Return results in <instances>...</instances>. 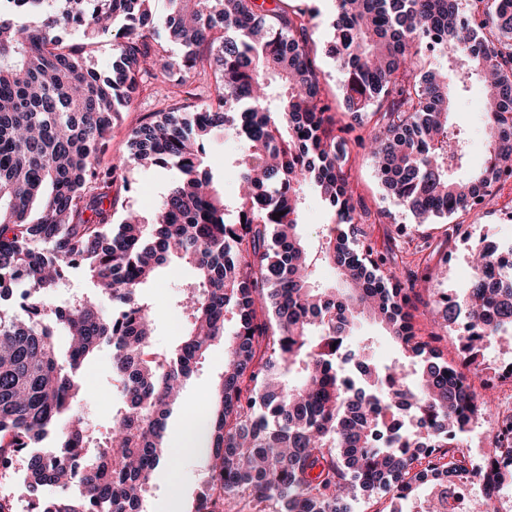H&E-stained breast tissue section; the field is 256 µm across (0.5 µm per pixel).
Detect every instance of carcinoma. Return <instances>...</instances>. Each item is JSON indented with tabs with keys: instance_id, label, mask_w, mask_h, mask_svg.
<instances>
[{
	"instance_id": "obj_1",
	"label": "carcinoma",
	"mask_w": 512,
	"mask_h": 512,
	"mask_svg": "<svg viewBox=\"0 0 512 512\" xmlns=\"http://www.w3.org/2000/svg\"><path fill=\"white\" fill-rule=\"evenodd\" d=\"M169 2L164 40L152 0H0V300L16 282L26 288L21 310H0V512H13L5 480L19 458L28 487L56 489L31 512H140L156 468L175 464L164 444L174 393L221 340L211 463L192 512H353L365 497H404L427 470L464 469L433 455L434 443L485 415L465 370L479 365L486 339L512 326V262L497 247L476 248L469 280L438 296L431 266L399 272L375 248L345 167L350 144L368 150L417 224L470 211L512 182V0H336L326 53L340 62L343 107L355 119L376 116L372 134L352 141L322 95L302 12L288 14L282 0ZM30 14L40 21L18 22ZM117 22L102 74L85 49ZM67 27L86 42L63 37ZM169 43L181 49L175 59ZM212 52L210 105L150 114L128 152L102 164L117 112L146 78L158 69L194 99L191 75ZM472 77L485 86L486 160L456 180L448 142L460 169L468 152L449 120L452 90ZM224 132L246 144L231 200L205 162L204 140ZM168 165L179 178L153 220L126 208L113 223L112 188H128L135 169ZM311 193L335 217L315 255L299 235ZM174 261L192 265L196 282L180 301L187 331L161 359L143 288ZM319 263L343 287L320 284ZM74 265L108 294L112 314L89 296L49 304ZM420 304L431 307L427 334L414 321ZM365 317L402 359L367 357L356 336ZM462 322L472 335L459 343V365L437 343ZM59 332L69 340L63 359ZM105 343L121 405L109 436L91 447L76 405L79 371ZM341 357L363 372L354 392L337 374ZM59 425L55 451L29 453ZM507 479L512 459L506 470L473 473L475 484ZM447 501L448 487H434L423 512H443Z\"/></svg>"
}]
</instances>
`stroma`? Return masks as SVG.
I'll return each mask as SVG.
<instances>
[{"instance_id": "stroma-1", "label": "stroma", "mask_w": 512, "mask_h": 512, "mask_svg": "<svg viewBox=\"0 0 512 512\" xmlns=\"http://www.w3.org/2000/svg\"><path fill=\"white\" fill-rule=\"evenodd\" d=\"M288 9L304 10L310 31L308 48L321 71V88L325 97H341V68L328 57L327 46L334 33L335 0H285ZM465 92L452 96V119L464 129L470 143V166H480L484 161L482 142L485 136L484 116L476 109L482 96L480 82L470 79ZM184 99L162 77L147 82L134 99L122 108L112 127V151L120 154L128 148V134L153 112H164L180 106ZM243 143L235 136L218 134L205 143L207 163L218 188L234 194L238 174L233 160L241 152ZM354 196L367 211L366 222L371 238L378 250H391L398 267L417 268L427 257L423 243L444 247L448 261L438 270L434 282L439 292L456 294L471 272L470 253L480 240L500 243L512 242V184L497 189L489 200L482 220H474L472 213L461 212L450 221L417 225L411 214L397 206L380 183L374 164L367 153L354 149L345 167ZM176 169L153 168L136 170L129 174L130 190L123 198L128 206L139 210L145 217H152L156 204L177 179ZM464 228L462 235L447 237L449 224ZM194 268L186 263L166 267L148 288L147 295L153 306L155 332L152 341L154 352L170 353L176 340L184 332V322L176 305L177 298L194 282ZM111 347H103L86 363L80 372L84 385V399L80 404L88 422L90 441L102 440L112 425L120 398L112 381ZM224 371V347L217 344L208 352L188 380L182 406L174 408L166 423V440L174 442L186 409L206 402L213 393ZM210 463L209 444L200 441L187 456L180 457L176 469L159 466L151 482V490L144 501L145 512H191L194 500L208 476Z\"/></svg>"}]
</instances>
